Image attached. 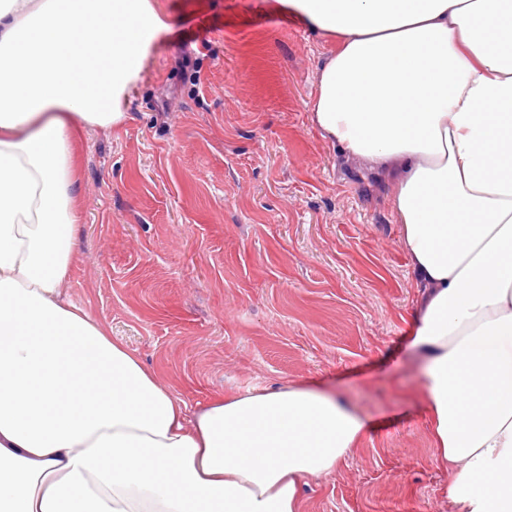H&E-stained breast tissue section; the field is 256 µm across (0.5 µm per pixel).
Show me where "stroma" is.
Returning <instances> with one entry per match:
<instances>
[{
  "label": "stroma",
  "mask_w": 512,
  "mask_h": 512,
  "mask_svg": "<svg viewBox=\"0 0 512 512\" xmlns=\"http://www.w3.org/2000/svg\"><path fill=\"white\" fill-rule=\"evenodd\" d=\"M116 130L83 129L62 291L189 408L317 383L366 417L304 512H454L409 350L418 290L380 185L310 120L329 43L263 0H162ZM201 58L198 95L180 68Z\"/></svg>",
  "instance_id": "stroma-1"
}]
</instances>
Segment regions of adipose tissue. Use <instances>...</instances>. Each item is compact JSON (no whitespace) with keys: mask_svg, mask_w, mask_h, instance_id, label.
<instances>
[{"mask_svg":"<svg viewBox=\"0 0 512 512\" xmlns=\"http://www.w3.org/2000/svg\"><path fill=\"white\" fill-rule=\"evenodd\" d=\"M333 49L311 122L396 193L455 512H512V0H269ZM161 0H0V512H301L367 421L297 385L188 411L66 299L74 137L117 129Z\"/></svg>","mask_w":512,"mask_h":512,"instance_id":"adipose-tissue-1","label":"adipose tissue"}]
</instances>
